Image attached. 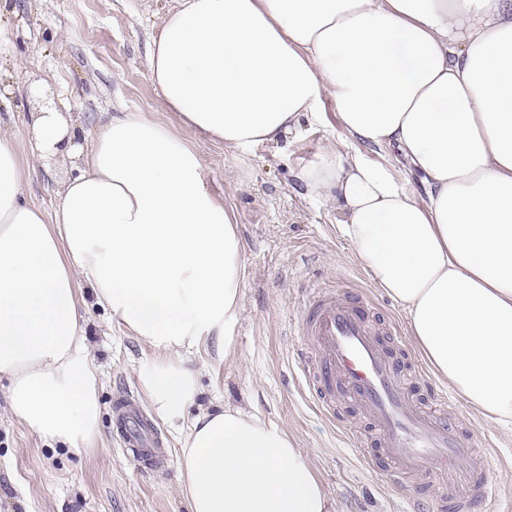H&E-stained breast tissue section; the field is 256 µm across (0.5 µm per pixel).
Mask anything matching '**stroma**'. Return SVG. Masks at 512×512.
Returning <instances> with one entry per match:
<instances>
[{"label":"stroma","instance_id":"35a3bbf8","mask_svg":"<svg viewBox=\"0 0 512 512\" xmlns=\"http://www.w3.org/2000/svg\"><path fill=\"white\" fill-rule=\"evenodd\" d=\"M179 0H0V131L20 147L26 172L23 192L53 210L62 183L74 170L59 157L41 164L27 149L29 115L43 97L84 128L107 113L139 112L168 125L203 156L211 192L231 210L243 244L245 276L240 315L229 327L230 355L200 351L195 406L223 405L255 411L288 432L326 486L331 512H408L388 484L392 463L376 446L359 405L337 397L335 416L316 405L301 372L300 353L310 348L297 334L302 291L345 284L359 311L382 323L407 328L400 303L372 281L339 226L346 219L332 199L311 193L298 179L301 167L324 150H358L341 128L331 103L303 119L300 128L276 144L228 149L186 126L166 111L148 77L147 51L163 16ZM370 160L393 168L400 181L425 194V176L396 146L363 150ZM86 315L89 354L99 371L100 435L81 453L45 442L10 411L8 380H0V512H187L178 487L175 457L179 427L160 423L170 454L167 471L139 469L120 446L114 403L132 394L144 412L152 407L139 385L140 373L155 360L136 337L112 325L94 291L79 284ZM408 373L415 400L435 406L453 397L465 434L485 441L487 474L502 499L512 502V427L484 420L447 382L423 381L421 354L412 338L385 337ZM364 438L349 447L346 431Z\"/></svg>","mask_w":512,"mask_h":512}]
</instances>
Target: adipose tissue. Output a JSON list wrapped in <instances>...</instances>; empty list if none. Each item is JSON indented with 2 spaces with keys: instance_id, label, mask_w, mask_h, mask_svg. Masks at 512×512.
Returning a JSON list of instances; mask_svg holds the SVG:
<instances>
[{
  "instance_id": "ef3b65f1",
  "label": "adipose tissue",
  "mask_w": 512,
  "mask_h": 512,
  "mask_svg": "<svg viewBox=\"0 0 512 512\" xmlns=\"http://www.w3.org/2000/svg\"><path fill=\"white\" fill-rule=\"evenodd\" d=\"M163 105L226 146L275 143L331 97L352 140L398 148L427 201L365 155L323 153L298 179L335 197L340 231L407 312L434 376L486 421L512 425V0H182L148 52ZM32 156L77 129L31 113ZM52 212L24 196L19 148L0 135V377L12 413L79 452L99 434L98 371L78 282L156 359L140 385L177 450L188 512H330L287 432L240 407L188 409L192 356L229 352L242 241L203 159L138 112L89 134Z\"/></svg>"
}]
</instances>
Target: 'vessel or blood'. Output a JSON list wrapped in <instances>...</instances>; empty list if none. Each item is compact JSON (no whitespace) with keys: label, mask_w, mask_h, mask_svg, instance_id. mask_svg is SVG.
<instances>
[{"label":"vessel or blood","mask_w":512,"mask_h":512,"mask_svg":"<svg viewBox=\"0 0 512 512\" xmlns=\"http://www.w3.org/2000/svg\"><path fill=\"white\" fill-rule=\"evenodd\" d=\"M303 303L299 330L313 337L319 356L317 363L302 368L310 392L327 413L338 391L363 406L381 448L395 463L388 474L391 486L405 489L412 473L429 480L442 476L446 482L437 498L440 507L470 512L483 501L499 512L486 471L474 465L477 443L462 433L453 402L446 399L437 409L424 408L408 391L401 364L379 343V334L394 335V328L379 331L377 320L357 314L342 288L304 289ZM117 406L125 424L123 448L152 469L164 467L156 430L135 411L133 398L122 396Z\"/></svg>","instance_id":"b4317fda"}]
</instances>
